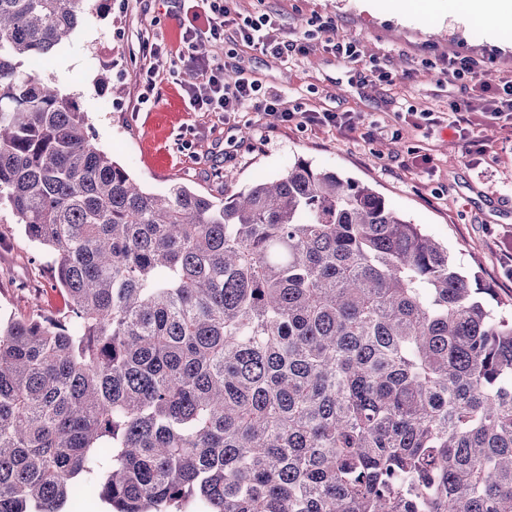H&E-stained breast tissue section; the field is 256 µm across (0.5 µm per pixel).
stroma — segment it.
<instances>
[{"label": "stroma", "instance_id": "1", "mask_svg": "<svg viewBox=\"0 0 512 512\" xmlns=\"http://www.w3.org/2000/svg\"><path fill=\"white\" fill-rule=\"evenodd\" d=\"M274 13L280 35L308 38L307 54L280 60L237 46L230 65L289 109L348 112L355 131L290 123L270 126L246 108L234 121L191 109L179 60L183 15L171 0H110L89 12L70 47L39 69L40 80L74 98L87 115L94 143L144 188L173 182L224 198L280 175L297 159L372 187L412 223L447 246L465 269L478 272L496 300L512 303V272L500 260L512 253V121L487 111L512 77V12L464 19L459 0H435L432 11L387 7L386 0H234L233 17ZM353 40L362 60L351 63L326 47ZM160 43L150 56L144 41ZM480 60L474 76L448 77L444 58ZM390 71L368 78L367 61ZM156 72L155 100L140 105L138 76ZM111 73L100 86V71ZM468 102L470 132L483 150L469 152L451 125L449 108ZM66 298L39 249L8 209L0 210V319L60 315Z\"/></svg>", "mask_w": 512, "mask_h": 512}]
</instances>
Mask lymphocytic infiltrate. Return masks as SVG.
Returning <instances> with one entry per match:
<instances>
[{
  "instance_id": "lymphocytic-infiltrate-1",
  "label": "lymphocytic infiltrate",
  "mask_w": 512,
  "mask_h": 512,
  "mask_svg": "<svg viewBox=\"0 0 512 512\" xmlns=\"http://www.w3.org/2000/svg\"><path fill=\"white\" fill-rule=\"evenodd\" d=\"M230 14V0H202V24L191 23L183 30V48L179 58L186 67L197 71L199 75L198 82L187 88L189 102L194 109L219 112L228 120L241 109L250 107L263 112L274 123H288L298 119L305 125L354 129L355 122L349 113L292 112L279 94L262 91L256 82L245 76L243 70L230 73L221 60L197 56L194 44L203 33L209 34L218 43H246L278 59L291 52V44L280 41L269 14L260 12L235 24L231 23Z\"/></svg>"
}]
</instances>
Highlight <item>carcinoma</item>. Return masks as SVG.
Listing matches in <instances>:
<instances>
[{
  "mask_svg": "<svg viewBox=\"0 0 512 512\" xmlns=\"http://www.w3.org/2000/svg\"><path fill=\"white\" fill-rule=\"evenodd\" d=\"M89 0H0V205L62 317L0 326V512H512V312L299 159L144 189L25 65ZM63 512H106L107 506L98 498L89 494H76L69 498Z\"/></svg>",
  "mask_w": 512,
  "mask_h": 512,
  "instance_id": "1",
  "label": "carcinoma"
}]
</instances>
